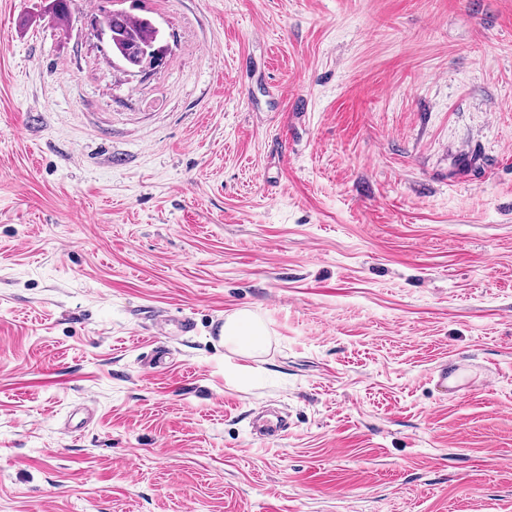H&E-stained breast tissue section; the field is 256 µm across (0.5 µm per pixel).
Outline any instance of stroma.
<instances>
[{
    "instance_id": "obj_1",
    "label": "stroma",
    "mask_w": 512,
    "mask_h": 512,
    "mask_svg": "<svg viewBox=\"0 0 512 512\" xmlns=\"http://www.w3.org/2000/svg\"><path fill=\"white\" fill-rule=\"evenodd\" d=\"M45 4L0 0V512H512V0H143L146 72ZM215 334L219 342L242 346L249 352H257L265 346L267 331L255 315L242 311L227 318L222 324L219 323L215 328Z\"/></svg>"
}]
</instances>
